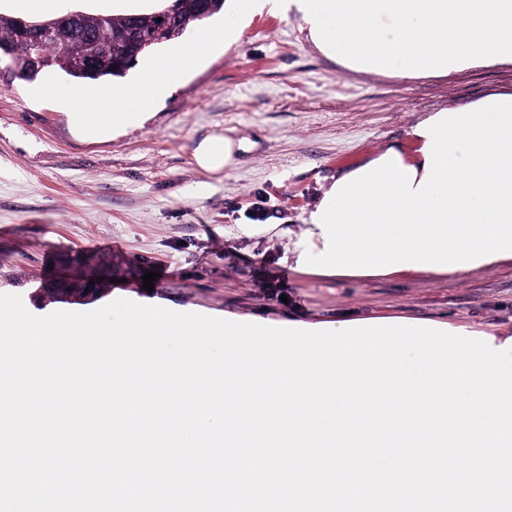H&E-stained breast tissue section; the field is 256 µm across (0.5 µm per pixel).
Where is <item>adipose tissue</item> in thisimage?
Wrapping results in <instances>:
<instances>
[{"instance_id": "adipose-tissue-1", "label": "adipose tissue", "mask_w": 512, "mask_h": 512, "mask_svg": "<svg viewBox=\"0 0 512 512\" xmlns=\"http://www.w3.org/2000/svg\"><path fill=\"white\" fill-rule=\"evenodd\" d=\"M408 136L337 173L291 244L297 269L443 275L512 260V95L430 113ZM244 148L215 134L194 161L219 174Z\"/></svg>"}]
</instances>
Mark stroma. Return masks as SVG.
I'll use <instances>...</instances> for the list:
<instances>
[{
	"mask_svg": "<svg viewBox=\"0 0 512 512\" xmlns=\"http://www.w3.org/2000/svg\"><path fill=\"white\" fill-rule=\"evenodd\" d=\"M28 87L1 56L0 293L20 295L32 314L126 298L217 318H404L512 336V260L451 275L338 277L296 270L287 253L338 170L406 141L428 113L512 95L511 62L448 76L354 71L313 46L298 14L266 11L143 122L113 133L81 132ZM212 134L251 148L209 177L193 150ZM85 270L107 281L95 297L48 294L54 278Z\"/></svg>",
	"mask_w": 512,
	"mask_h": 512,
	"instance_id": "1",
	"label": "stroma"
}]
</instances>
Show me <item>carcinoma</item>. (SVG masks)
Returning <instances> with one entry per match:
<instances>
[{"label":"carcinoma","instance_id":"carcinoma-1","mask_svg":"<svg viewBox=\"0 0 512 512\" xmlns=\"http://www.w3.org/2000/svg\"><path fill=\"white\" fill-rule=\"evenodd\" d=\"M173 15L159 22L151 14L133 15H90L83 19V25L77 27L68 47H59L49 43L44 47L51 63L47 67L56 68L74 81H83L85 77L73 69V58L86 51L87 42L112 44V56H100L95 64L101 70L99 80L105 81L124 74L122 70L123 54L127 45L126 38L133 37L140 46V54L158 47L155 35L161 29L167 30L166 41H174L184 34L187 26L196 21L205 20L220 12L224 0H172ZM0 40L10 41L14 48V59L23 61L28 53V42L20 38L16 31L14 18L0 16Z\"/></svg>","mask_w":512,"mask_h":512}]
</instances>
